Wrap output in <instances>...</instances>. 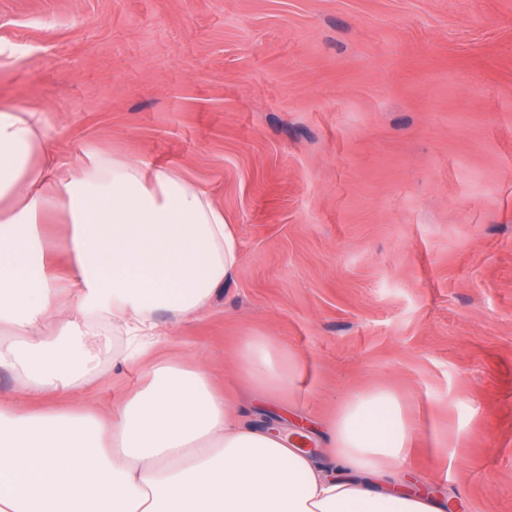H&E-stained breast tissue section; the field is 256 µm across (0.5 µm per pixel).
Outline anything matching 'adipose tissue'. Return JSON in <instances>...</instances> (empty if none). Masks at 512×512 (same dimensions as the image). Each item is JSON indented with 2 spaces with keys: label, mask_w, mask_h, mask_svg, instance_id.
Returning a JSON list of instances; mask_svg holds the SVG:
<instances>
[{
  "label": "adipose tissue",
  "mask_w": 512,
  "mask_h": 512,
  "mask_svg": "<svg viewBox=\"0 0 512 512\" xmlns=\"http://www.w3.org/2000/svg\"><path fill=\"white\" fill-rule=\"evenodd\" d=\"M48 150L38 113L0 105V367L20 392L53 397L103 352L141 356L158 313L207 309L239 249L223 209L180 172L98 151L71 172ZM50 210L68 226L63 272L42 239ZM236 361L274 397L299 366L266 336ZM328 432L311 455L249 424L203 360L155 362L108 410L0 403V512H442L402 485L412 435L393 394L353 393Z\"/></svg>",
  "instance_id": "1"
}]
</instances>
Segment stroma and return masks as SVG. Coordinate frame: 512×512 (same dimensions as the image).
Wrapping results in <instances>:
<instances>
[{"instance_id": "35a3bbf8", "label": "stroma", "mask_w": 512, "mask_h": 512, "mask_svg": "<svg viewBox=\"0 0 512 512\" xmlns=\"http://www.w3.org/2000/svg\"><path fill=\"white\" fill-rule=\"evenodd\" d=\"M0 104L55 154L140 157L205 186L239 241L199 317L159 316L152 362L198 355L256 424L309 445L355 391L400 397L416 486L512 512V0H0ZM300 358L269 399L236 351ZM143 366L30 409H107Z\"/></svg>"}]
</instances>
